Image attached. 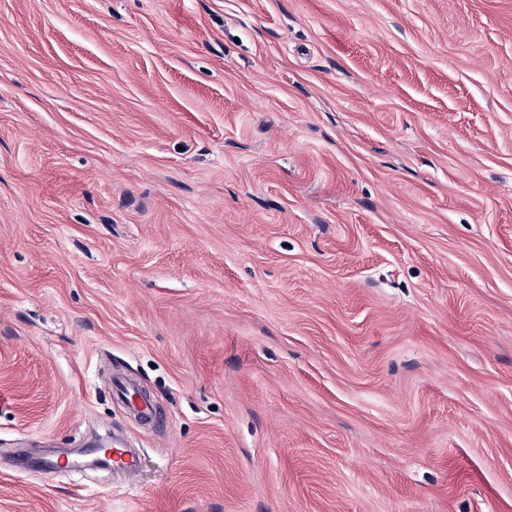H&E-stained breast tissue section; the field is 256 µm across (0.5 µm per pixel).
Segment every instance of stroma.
I'll list each match as a JSON object with an SVG mask.
<instances>
[{"mask_svg": "<svg viewBox=\"0 0 512 512\" xmlns=\"http://www.w3.org/2000/svg\"><path fill=\"white\" fill-rule=\"evenodd\" d=\"M0 512H512V0H0ZM113 385L117 397L128 404L139 419L150 418L154 415L152 400L139 395L134 386L121 378L115 379ZM116 443H118L116 441ZM119 447L106 448L103 445H93V448H79L77 450L62 449L59 450V457L64 458L70 465L87 467V459L91 458L96 463V458L102 455H110L112 453V471H121L127 480L132 479L137 472V457L134 453L129 451L124 445L118 443ZM74 455H81L85 457L86 461L82 464H78L73 460ZM102 468L109 469L111 467L102 466L96 463Z\"/></svg>", "mask_w": 512, "mask_h": 512, "instance_id": "35a3bbf8", "label": "stroma"}]
</instances>
